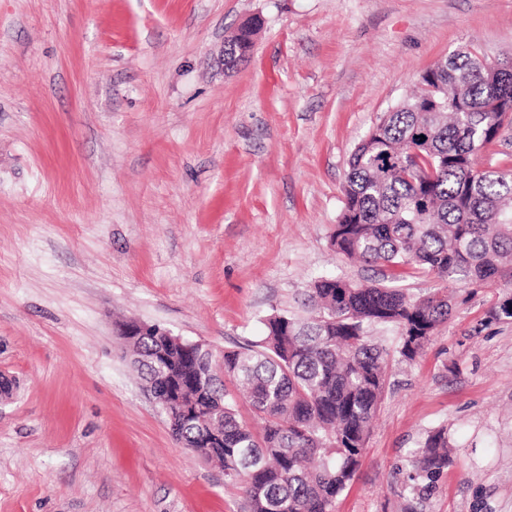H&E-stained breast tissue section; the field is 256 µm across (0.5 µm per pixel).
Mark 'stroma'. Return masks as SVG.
I'll list each match as a JSON object with an SVG mask.
<instances>
[{"label":"stroma","mask_w":512,"mask_h":512,"mask_svg":"<svg viewBox=\"0 0 512 512\" xmlns=\"http://www.w3.org/2000/svg\"><path fill=\"white\" fill-rule=\"evenodd\" d=\"M247 61L223 64L245 20ZM512 55V0H0V512H249L184 448L117 325L214 355L375 266L331 234L355 146L436 61ZM393 361L335 512H512V287ZM453 461L410 497L411 453ZM414 453L413 473L409 477L413 489H417L419 483H424V489L432 487L451 463L447 427L428 431Z\"/></svg>","instance_id":"obj_1"}]
</instances>
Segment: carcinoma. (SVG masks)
<instances>
[{
	"label": "carcinoma",
	"mask_w": 512,
	"mask_h": 512,
	"mask_svg": "<svg viewBox=\"0 0 512 512\" xmlns=\"http://www.w3.org/2000/svg\"><path fill=\"white\" fill-rule=\"evenodd\" d=\"M420 85L350 154L331 236L337 253L377 265V280L321 277L307 319L271 315L258 344L220 358L154 332L126 343L151 391L185 387L171 407L172 435L223 464L250 512H333L387 387L391 354L369 336L372 327L398 328L395 353L410 362L455 308L451 285L512 283V171L479 164L512 117V62L493 66L468 49L425 70ZM410 150L432 170L428 181L400 166ZM406 267L444 286L413 295L395 285ZM229 384L247 394L261 431L239 421ZM450 463L448 429L428 431L412 487L433 486Z\"/></svg>",
	"instance_id": "cac0c4a2"
}]
</instances>
